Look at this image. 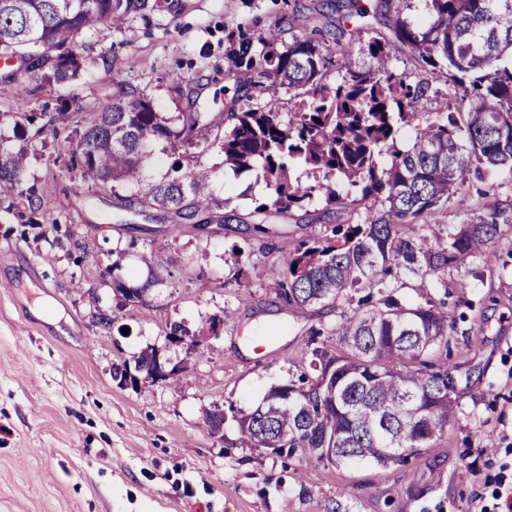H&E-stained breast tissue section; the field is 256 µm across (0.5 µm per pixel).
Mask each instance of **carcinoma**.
<instances>
[{
	"label": "carcinoma",
	"mask_w": 512,
	"mask_h": 512,
	"mask_svg": "<svg viewBox=\"0 0 512 512\" xmlns=\"http://www.w3.org/2000/svg\"><path fill=\"white\" fill-rule=\"evenodd\" d=\"M408 0H349L347 16L390 14L392 38L368 43L377 65L354 69L349 46L313 36L282 39L270 29L253 43L245 31L231 34L233 49L224 80L253 74L252 93L240 111L204 121L200 112L171 119L133 88L83 118L71 165L95 185L136 179L149 145L166 138L192 158L202 153L205 133L217 132L224 167L239 174L259 169L269 189L254 201L252 230L268 233V219L301 209L319 193L328 210H356L378 203L382 210L363 223L338 221L328 235L298 242L270 268L275 294L288 305L352 304L349 291L368 293L336 327L342 350L315 349L316 379L270 388L250 411L238 412L242 441L251 447L298 453L334 464L401 463L421 448L435 447L457 414L456 386L448 385V362L425 360L448 341L454 318L431 288H448V268H464L498 238L495 208L467 224L442 229L448 200L466 202L465 174L512 170V67L500 64L512 52V0H426L430 21L404 15ZM177 7L176 0H0V58L14 59L46 80L65 81L80 69L77 38L101 25L126 30L129 19ZM407 47L432 74L449 76L470 102L414 124L429 97V84H410L387 62ZM343 72L332 86L321 84L331 68ZM285 88L311 102L298 104L288 122L279 119ZM413 126L406 150L396 147L403 126ZM30 148L23 135L0 133V196L18 191ZM389 155L382 166L378 158ZM322 175L314 185L290 176L295 161ZM357 190L353 200L336 189V177ZM211 171L199 162L170 181L139 191L146 207L172 211L197 230L236 220L214 214ZM407 273L424 302L398 295L391 279Z\"/></svg>",
	"instance_id": "cac0c4a2"
}]
</instances>
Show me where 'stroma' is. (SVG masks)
<instances>
[{
    "mask_svg": "<svg viewBox=\"0 0 512 512\" xmlns=\"http://www.w3.org/2000/svg\"><path fill=\"white\" fill-rule=\"evenodd\" d=\"M179 0L173 11L82 36L83 66L64 82L0 62L26 91L0 94V133L23 125L35 145L18 194L0 197V512H479L494 469L489 453L512 442V174L468 177L466 204L450 200L448 226L497 208L502 235L468 268L449 269L445 300L456 324L448 366L459 412L436 447L401 465L337 466L242 444L238 410L271 386L315 379L312 350H340L341 308L298 309L276 298L266 270L298 241L325 235L321 195L272 217L254 236L251 212L268 190L257 172L233 175L218 144L199 161L213 197L237 215L201 234L172 213L140 206L137 188L164 181L180 150L153 142L134 186H95L72 169L80 121L136 89L167 115L222 112L229 36L278 26L302 34L336 22L328 0ZM390 66L428 82L420 122L457 107V89L410 50ZM67 109L62 122L53 116ZM46 115L43 128L26 124ZM165 263L149 265L152 254ZM146 286L130 302L116 281ZM110 324L100 322V315ZM191 338L168 341L171 324ZM160 351L181 371L165 381L116 367ZM223 409L211 432L207 413Z\"/></svg>",
    "mask_w": 512,
    "mask_h": 512,
    "instance_id": "35a3bbf8",
    "label": "stroma"
}]
</instances>
